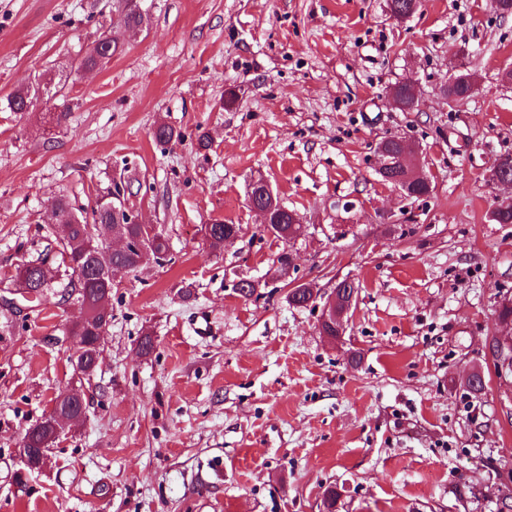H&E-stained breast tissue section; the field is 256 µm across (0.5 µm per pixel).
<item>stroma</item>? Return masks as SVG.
<instances>
[{"instance_id":"35a3bbf8","label":"stroma","mask_w":512,"mask_h":512,"mask_svg":"<svg viewBox=\"0 0 512 512\" xmlns=\"http://www.w3.org/2000/svg\"><path fill=\"white\" fill-rule=\"evenodd\" d=\"M140 4L130 31L113 0H0V98L42 82L29 111H0V512H325L331 487L336 512H500L512 379L488 340L512 224L489 213L512 188L486 174L512 153V15L494 0H423L403 23L385 0ZM105 36L117 53L76 69ZM460 68L477 88L451 106ZM405 79L419 111L387 94ZM162 122L179 141H155ZM388 135L420 155L429 195L381 181ZM259 176L302 216L295 240L249 209ZM116 189L168 256L116 279L86 414L28 472L22 436L76 381L50 205L89 214ZM216 221L239 227L220 251L203 236ZM42 260L57 285L25 299L17 269ZM242 278L257 296L235 293ZM344 279L357 306L331 343L318 324ZM302 283L319 299L289 305Z\"/></svg>"}]
</instances>
